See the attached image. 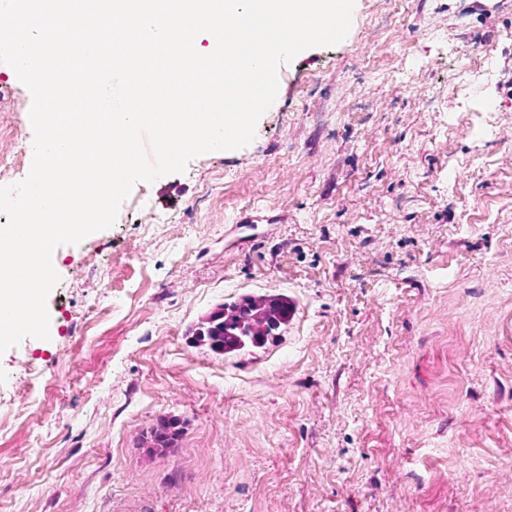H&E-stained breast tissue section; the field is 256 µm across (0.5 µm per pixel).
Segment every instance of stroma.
Here are the masks:
<instances>
[{"mask_svg": "<svg viewBox=\"0 0 512 512\" xmlns=\"http://www.w3.org/2000/svg\"><path fill=\"white\" fill-rule=\"evenodd\" d=\"M499 2L355 0L341 43L279 69L249 145L137 183L112 227L55 249L49 339L0 355V512H512ZM0 91V149L26 161L4 186L34 134L3 62ZM249 293L293 300L277 343L193 344ZM165 415L184 432L156 455Z\"/></svg>", "mask_w": 512, "mask_h": 512, "instance_id": "stroma-1", "label": "stroma"}]
</instances>
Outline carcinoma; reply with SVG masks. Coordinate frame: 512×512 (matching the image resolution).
<instances>
[{"label": "carcinoma", "mask_w": 512, "mask_h": 512, "mask_svg": "<svg viewBox=\"0 0 512 512\" xmlns=\"http://www.w3.org/2000/svg\"><path fill=\"white\" fill-rule=\"evenodd\" d=\"M293 311L294 304L285 295L243 294L217 305L208 314L213 319L211 328L198 340L218 355L262 348L277 341ZM182 432L180 419L162 417L151 429L149 438L153 447L165 450L174 445Z\"/></svg>", "instance_id": "cac0c4a2"}]
</instances>
